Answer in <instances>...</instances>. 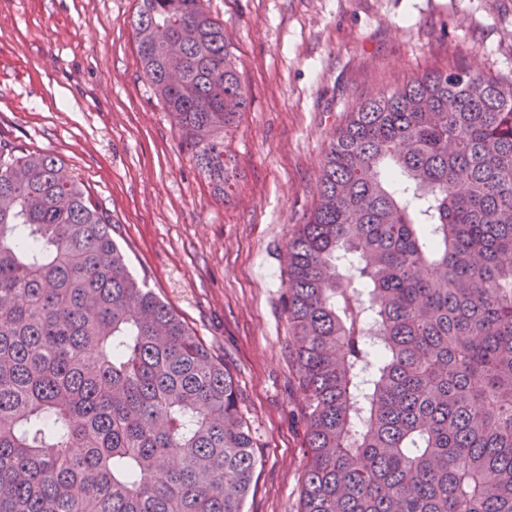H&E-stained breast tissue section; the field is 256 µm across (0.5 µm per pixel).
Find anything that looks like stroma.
<instances>
[{
    "mask_svg": "<svg viewBox=\"0 0 512 512\" xmlns=\"http://www.w3.org/2000/svg\"><path fill=\"white\" fill-rule=\"evenodd\" d=\"M250 106L215 197L145 81L138 0H0V143L59 159L143 279L223 358L257 436L244 512H298L304 396L284 256L355 102L462 62L512 77V0H204Z\"/></svg>",
    "mask_w": 512,
    "mask_h": 512,
    "instance_id": "stroma-1",
    "label": "stroma"
}]
</instances>
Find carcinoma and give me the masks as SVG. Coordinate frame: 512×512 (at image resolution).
Listing matches in <instances>:
<instances>
[{"instance_id": "carcinoma-1", "label": "carcinoma", "mask_w": 512, "mask_h": 512, "mask_svg": "<svg viewBox=\"0 0 512 512\" xmlns=\"http://www.w3.org/2000/svg\"><path fill=\"white\" fill-rule=\"evenodd\" d=\"M133 28L224 197L249 106L224 24L139 0ZM111 231L54 157L0 149V512H244L257 437L233 375ZM285 273L300 512H512V81L450 64L356 102Z\"/></svg>"}]
</instances>
